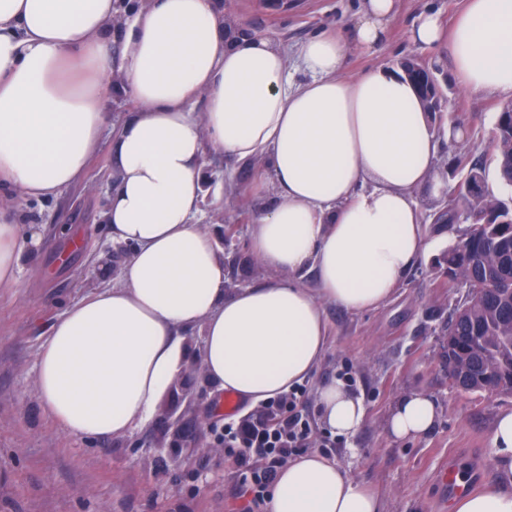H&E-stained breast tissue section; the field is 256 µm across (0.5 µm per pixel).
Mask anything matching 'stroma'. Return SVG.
Returning <instances> with one entry per match:
<instances>
[{
    "instance_id": "35a3bbf8",
    "label": "stroma",
    "mask_w": 512,
    "mask_h": 512,
    "mask_svg": "<svg viewBox=\"0 0 512 512\" xmlns=\"http://www.w3.org/2000/svg\"><path fill=\"white\" fill-rule=\"evenodd\" d=\"M465 0H397L385 40L348 56L345 78L376 66H393L410 56L431 64L435 53L412 46L406 32L425 11L450 25ZM362 0H230V14L250 21L289 58L296 81L305 78L297 57L310 37L347 27ZM434 75L449 119L468 131L462 142L439 147V165L454 158L496 166L493 138L498 99L470 94L448 75L450 54ZM134 109L118 101L98 150L80 182L61 196L30 203L26 221L38 242L30 251L18 287L0 290V512H246L251 494L218 441L224 406L203 372L200 327L186 329L189 362L161 402L154 420L123 436L96 440L72 437L49 420L37 397V352L52 324L91 291L117 281L129 258L128 246L113 242L102 212L112 190V141ZM262 160L238 161L207 155L211 191L195 221L224 252L229 287L261 282L266 272L249 246L255 199L274 206L271 178H258ZM262 180L261 195L252 191ZM436 224L440 241L388 303L375 311L349 312L324 304L326 351L307 379L300 410L316 417L320 385L342 383L363 401L366 418L334 448L319 441L329 434L315 425L313 451H325L361 485L380 495L385 512H449L440 470L456 459L462 471L481 470L479 488L512 486L494 467V421L512 409V397L455 392L448 386V343L444 331L465 291L444 274L443 256L453 239ZM416 391L432 396L439 416L424 436L390 438L384 421L393 401Z\"/></svg>"
}]
</instances>
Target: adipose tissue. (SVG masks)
<instances>
[{"instance_id": "1", "label": "adipose tissue", "mask_w": 512, "mask_h": 512, "mask_svg": "<svg viewBox=\"0 0 512 512\" xmlns=\"http://www.w3.org/2000/svg\"><path fill=\"white\" fill-rule=\"evenodd\" d=\"M395 0H365L347 28L303 43L294 83L285 53L258 35L229 37L222 0H148L112 55L117 0H0V288H14L36 243L24 204L59 197L86 172L108 121L107 96L135 109L112 143L116 183L103 219L130 246L121 280L91 291L52 325L37 393L63 433L102 439L148 426L203 328L207 382L258 404L312 374L326 346L324 304L385 303L431 248L418 196H441V139H463L427 112L397 66L342 73L351 50L385 37ZM416 47H449L462 88L512 98V0H466L451 31L422 13ZM201 100V110L192 101ZM264 159L277 202L257 204L250 249L269 279L229 292L217 240L194 218L205 157ZM314 270L316 285L300 283ZM321 420L363 424L362 400L320 386ZM438 408L409 392L392 405L394 439L423 436ZM268 512H384L379 495L311 452L279 472Z\"/></svg>"}]
</instances>
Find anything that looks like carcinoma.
Returning <instances> with one entry per match:
<instances>
[{
  "instance_id": "obj_1",
  "label": "carcinoma",
  "mask_w": 512,
  "mask_h": 512,
  "mask_svg": "<svg viewBox=\"0 0 512 512\" xmlns=\"http://www.w3.org/2000/svg\"><path fill=\"white\" fill-rule=\"evenodd\" d=\"M498 113L494 151L503 184L512 186V114L509 104ZM484 209L498 211L501 224H470L448 247L446 262L455 267L459 284L467 289L449 326L456 336L481 335V350L468 354L473 373L501 376L512 371V206L490 194L486 182L476 185ZM465 192L448 203V211L433 213L437 222L455 224L468 207Z\"/></svg>"
}]
</instances>
